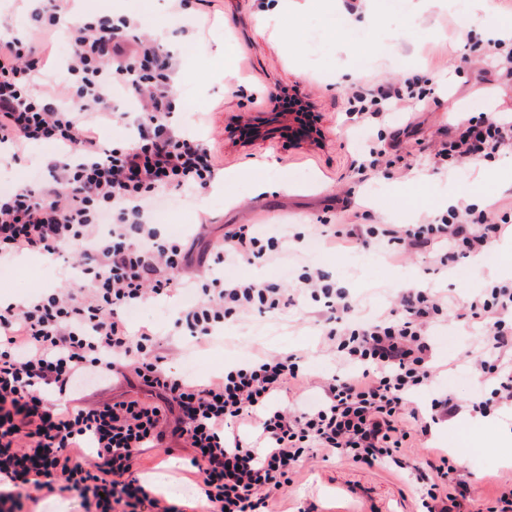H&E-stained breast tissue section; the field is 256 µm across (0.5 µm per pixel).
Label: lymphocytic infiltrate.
Wrapping results in <instances>:
<instances>
[{"label":"lymphocytic infiltrate","mask_w":512,"mask_h":512,"mask_svg":"<svg viewBox=\"0 0 512 512\" xmlns=\"http://www.w3.org/2000/svg\"><path fill=\"white\" fill-rule=\"evenodd\" d=\"M55 0L33 11L26 38L0 37V144L21 149L50 141L67 147L46 164L38 188L0 193V258L34 252L79 251L80 287L0 307V512H28L32 503L71 495L83 512H267L272 491L292 484L309 452L335 455L372 467L390 462L412 469L426 512H470V495L457 481L449 455L407 461L411 435L458 413L451 395L431 401V417L407 409L409 397L434 381L428 331L445 302L410 289L387 314L343 325L353 306L319 270L302 267L288 287L209 276L191 270L192 248L162 238L145 210L155 191L206 189L215 173L211 148L170 127L169 88L177 68L157 41L140 35L138 19L82 17L59 30ZM72 51L67 76L44 73V57L58 37ZM404 88L358 94L353 108L364 122L413 97ZM135 99V137L112 148L98 135L99 121L115 115L116 95ZM512 151V119L449 126L436 155L455 168ZM512 212L499 219L475 205H453L427 224H384L361 229L343 224L330 242L348 247L386 241L393 256L428 251L441 266L480 254L496 241ZM272 262L283 257L277 239H261L252 225L224 233L213 264L226 256ZM195 289L180 310L172 335L189 331L196 341L213 336L224 320L252 312L282 311L304 297L322 301L328 348L342 353L343 372L326 379L321 401L294 412L281 395L302 382L297 354L257 356L215 378L170 374L161 340L149 328L131 333L128 313L146 301ZM494 322H485L489 312ZM512 280L474 297L465 319L482 323L484 351L472 368L489 395L475 407L483 416L512 404V369L486 354L512 345ZM136 375L158 402L131 400L83 406L49 402L43 390H76L81 378ZM248 425L254 440L229 433ZM192 448L198 497L194 507L157 496L142 483L140 456L167 439Z\"/></svg>","instance_id":"f902f5d3"}]
</instances>
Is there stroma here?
Wrapping results in <instances>:
<instances>
[{"mask_svg":"<svg viewBox=\"0 0 512 512\" xmlns=\"http://www.w3.org/2000/svg\"><path fill=\"white\" fill-rule=\"evenodd\" d=\"M300 0H288V13L271 19L266 0H186L173 10L170 0H68L71 14L127 16L140 20L143 32L169 33L178 62L172 83L173 127L208 144L217 161V175L239 171L226 190L178 193V210L168 204L151 206L150 223L162 236L195 242L196 252L211 251L232 224H252L264 236L301 235L298 249L312 266L342 286L358 316L388 312L405 282L428 284L447 303V317L429 331L432 387L412 398L413 406L429 410L432 398L450 393L464 400L461 412L427 437L408 442L409 458L465 455L457 476L471 495L495 497L502 479L512 477V408L484 417L474 412L481 387L472 374L469 354L481 350L480 324L459 320L469 302L491 283L502 280L503 266L512 267V232L493 248L506 255L505 265H484L474 273L473 259L452 269L435 264L421 252L393 262L385 246L346 252L321 247L312 252L327 225L425 224L448 211V202L463 201L482 209L512 201V187L497 174L512 172V153L456 169L441 164L435 152L442 129L462 127L489 114L512 113V77L491 67L485 47L492 37L487 23L511 18L512 0H477L468 13L440 0L419 10L415 0H319L302 11ZM346 11L361 22L356 37L333 30L329 19ZM323 36L317 62H309L308 35ZM360 77L350 82L347 71ZM417 77L426 89L424 100H408L398 112L367 124L347 119L353 97L376 85L402 83ZM295 97L316 116L312 139L289 141L285 131L245 136V124L287 111L286 97ZM386 150L388 163L369 175L360 165L370 149ZM59 149L49 142L29 146L18 158L0 156V190H14L17 181L35 187L47 178L45 162ZM267 160L272 192L254 190L256 174L246 168ZM0 298L25 301L66 287L56 261L23 253L6 260ZM322 303L306 298L275 313H254L226 321L218 336L196 346L192 337L172 339V371L206 379L229 365L257 354L301 355L306 374L319 380L340 368L337 354L320 336ZM190 453L152 448L142 467L169 498L194 491L187 479ZM414 473L392 464L366 467L340 457H306L294 482L272 493L271 512H422Z\"/></svg>","mask_w":512,"mask_h":512,"instance_id":"1","label":"stroma"}]
</instances>
